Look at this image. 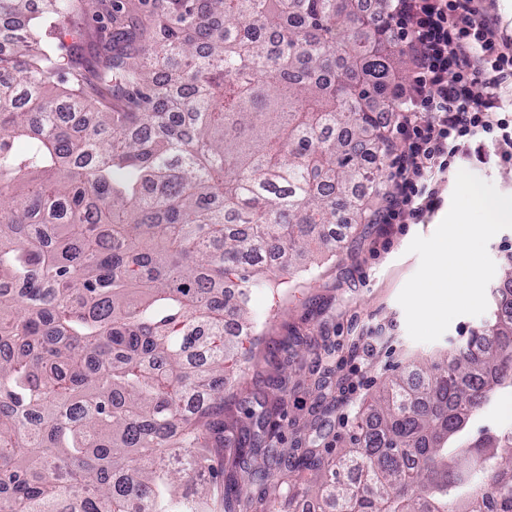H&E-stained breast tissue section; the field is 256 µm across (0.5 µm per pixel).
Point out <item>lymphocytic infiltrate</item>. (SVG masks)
<instances>
[{
  "instance_id": "lymphocytic-infiltrate-1",
  "label": "lymphocytic infiltrate",
  "mask_w": 512,
  "mask_h": 512,
  "mask_svg": "<svg viewBox=\"0 0 512 512\" xmlns=\"http://www.w3.org/2000/svg\"><path fill=\"white\" fill-rule=\"evenodd\" d=\"M481 0H363L362 12L390 13L393 37L411 55L412 90L394 113L402 135L399 180L382 218L386 224L421 219L440 203L438 184L465 152L483 156L494 139L512 161V111L499 91L512 83V38ZM484 94H476V85Z\"/></svg>"
}]
</instances>
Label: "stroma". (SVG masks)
<instances>
[{
    "label": "stroma",
    "mask_w": 512,
    "mask_h": 512,
    "mask_svg": "<svg viewBox=\"0 0 512 512\" xmlns=\"http://www.w3.org/2000/svg\"><path fill=\"white\" fill-rule=\"evenodd\" d=\"M73 25L83 32L73 48L79 68L94 78L101 47L111 26L105 11L80 14ZM488 163L456 160L439 185L441 203L418 224H385L384 204L377 220L342 236L336 255H313L287 287L254 289V328L244 344L245 371L227 393V415L243 420L244 407L285 381L288 407L274 418L279 447L288 453L347 447L358 413L395 371L449 350L478 329L485 316L455 318L432 343L413 341L398 295L417 271L419 258L408 246L415 236H430L447 214L459 170H467L512 195V163L502 162L494 143H486Z\"/></svg>",
    "instance_id": "1"
}]
</instances>
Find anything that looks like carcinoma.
I'll use <instances>...</instances> for the list:
<instances>
[{
    "instance_id": "cac0c4a2",
    "label": "carcinoma",
    "mask_w": 512,
    "mask_h": 512,
    "mask_svg": "<svg viewBox=\"0 0 512 512\" xmlns=\"http://www.w3.org/2000/svg\"><path fill=\"white\" fill-rule=\"evenodd\" d=\"M360 0H166L118 22L94 83L62 32L93 0H0V512H512V443L473 433L512 387V293L483 330L392 375L338 466L217 411L251 289L325 226L366 221L404 53ZM26 143L22 152L17 142Z\"/></svg>"
}]
</instances>
